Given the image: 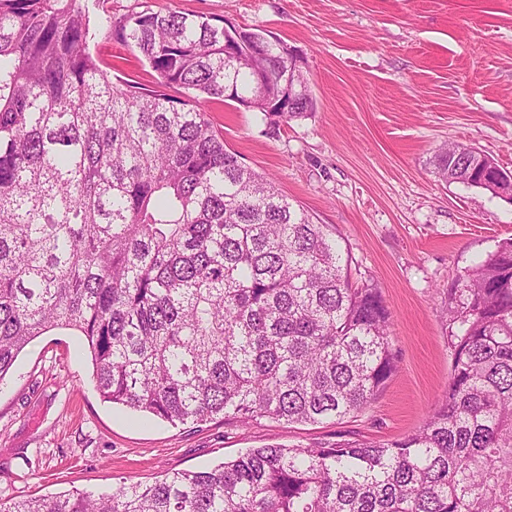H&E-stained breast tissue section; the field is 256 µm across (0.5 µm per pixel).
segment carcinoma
Returning a JSON list of instances; mask_svg holds the SVG:
<instances>
[{
	"mask_svg": "<svg viewBox=\"0 0 512 512\" xmlns=\"http://www.w3.org/2000/svg\"><path fill=\"white\" fill-rule=\"evenodd\" d=\"M101 28L162 89L102 69L83 0H0V381L33 339L70 329L104 401L174 425L363 410L397 367L388 308L209 117L216 101L277 98L287 44L249 30L238 49L262 51L242 65L221 18L146 10ZM277 108L272 124L305 119L314 98ZM432 166L499 194L473 147ZM448 300V388L402 438L251 448L97 496L0 498V512H512V239Z\"/></svg>",
	"mask_w": 512,
	"mask_h": 512,
	"instance_id": "carcinoma-1",
	"label": "carcinoma"
}]
</instances>
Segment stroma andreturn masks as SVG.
Returning <instances> with one entry per match:
<instances>
[{"label":"stroma","instance_id":"1","mask_svg":"<svg viewBox=\"0 0 512 512\" xmlns=\"http://www.w3.org/2000/svg\"><path fill=\"white\" fill-rule=\"evenodd\" d=\"M92 13L173 10L273 33L300 54L315 100L272 125L236 103L211 119L246 166L326 225L355 284L380 289L397 370L353 417L200 425L147 420L104 401L81 337L35 338L0 381V496L111 491L168 469L202 470L249 448L309 446L337 435L382 442L421 426L448 386V292L505 239L512 202L439 181L430 164L462 143L512 171V0H89ZM112 76L156 88L137 50L90 45Z\"/></svg>","mask_w":512,"mask_h":512}]
</instances>
